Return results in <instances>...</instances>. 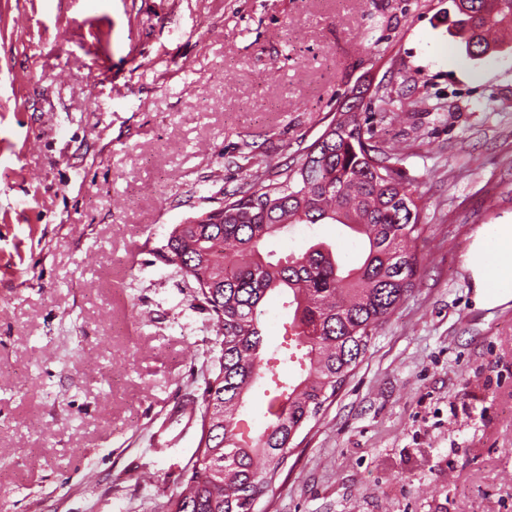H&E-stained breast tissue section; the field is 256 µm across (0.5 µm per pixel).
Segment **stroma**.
<instances>
[{
    "label": "stroma",
    "instance_id": "1",
    "mask_svg": "<svg viewBox=\"0 0 512 512\" xmlns=\"http://www.w3.org/2000/svg\"><path fill=\"white\" fill-rule=\"evenodd\" d=\"M452 0H0V512H163L220 355L158 255L299 157L366 82L424 208L422 279L260 512H512V301L464 260L512 222V45ZM342 226L295 225L277 256ZM455 30L470 57L481 59L496 52L489 35L503 28L512 29V0H455ZM473 52H470V45Z\"/></svg>",
    "mask_w": 512,
    "mask_h": 512
}]
</instances>
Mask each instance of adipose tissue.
Instances as JSON below:
<instances>
[{
	"instance_id": "adipose-tissue-1",
	"label": "adipose tissue",
	"mask_w": 512,
	"mask_h": 512,
	"mask_svg": "<svg viewBox=\"0 0 512 512\" xmlns=\"http://www.w3.org/2000/svg\"><path fill=\"white\" fill-rule=\"evenodd\" d=\"M477 285V300L492 307L512 299V224L479 229L465 260Z\"/></svg>"
}]
</instances>
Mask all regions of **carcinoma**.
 <instances>
[{
    "label": "carcinoma",
    "instance_id": "obj_1",
    "mask_svg": "<svg viewBox=\"0 0 512 512\" xmlns=\"http://www.w3.org/2000/svg\"><path fill=\"white\" fill-rule=\"evenodd\" d=\"M456 34L469 56L496 52L489 35L512 29V0H456ZM362 95L349 93L302 158L251 175L224 195L211 224H176L164 259L192 282L221 337L218 370L202 394L194 458L165 512H249L285 465L295 435L316 418L364 357L373 337L420 282L415 247L422 207L402 158L374 140L361 118ZM292 224H341L361 246L348 266L322 241L275 262L262 247ZM290 310L283 336L294 337L300 373L284 378L283 360L264 355L261 316L271 295ZM273 385L262 432L245 434V396Z\"/></svg>",
    "mask_w": 512,
    "mask_h": 512
}]
</instances>
